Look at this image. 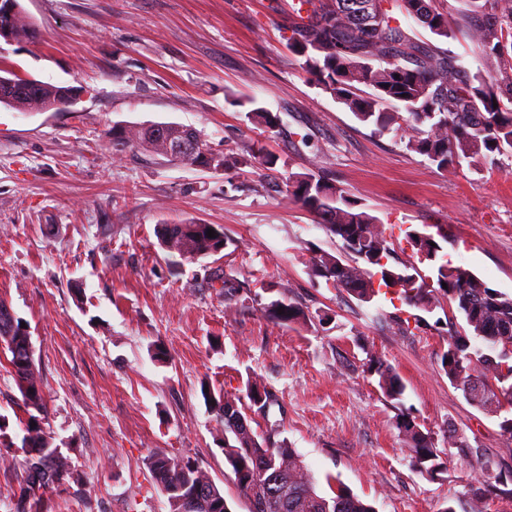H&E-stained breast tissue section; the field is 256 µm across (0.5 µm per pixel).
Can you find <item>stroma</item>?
Wrapping results in <instances>:
<instances>
[{
  "label": "stroma",
  "mask_w": 512,
  "mask_h": 512,
  "mask_svg": "<svg viewBox=\"0 0 512 512\" xmlns=\"http://www.w3.org/2000/svg\"><path fill=\"white\" fill-rule=\"evenodd\" d=\"M20 3L37 34L0 39V69L79 91L63 112L0 106V297L28 324L45 429L72 469L47 512H170L148 468L156 452L194 460L230 512H248L201 386L240 395L250 378L276 397L266 422L277 440L317 481L337 477L376 512H470L478 458L512 472L498 417L441 368L447 310L419 326L387 295L363 303L314 280L310 248L338 256L341 242L286 187L288 174L327 165L401 260L414 258L408 229L442 225L452 264L512 294V157L444 172L394 134H373L289 50L293 0ZM250 101L279 114V128L252 123ZM147 123L196 129L226 165L113 153V129ZM181 220L223 225L228 247L192 261L169 254L156 227ZM217 273L238 284L232 299L212 287ZM282 295L314 322L268 320ZM372 357L401 377V401L365 372ZM19 398L0 367L14 440L0 446V512H15L24 469ZM403 408L434 434L437 474L411 467L394 424ZM452 430L466 447H449Z\"/></svg>",
  "instance_id": "1"
}]
</instances>
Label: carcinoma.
Wrapping results in <instances>:
<instances>
[{
	"label": "carcinoma",
	"instance_id": "1",
	"mask_svg": "<svg viewBox=\"0 0 512 512\" xmlns=\"http://www.w3.org/2000/svg\"><path fill=\"white\" fill-rule=\"evenodd\" d=\"M0 9V39L22 40L35 35L34 24L21 21L22 6ZM467 38L478 50L479 67L472 73L449 49L414 37L393 15L392 9L427 28L440 40L456 37L447 0H298L293 10L288 44L302 58V69L315 77L321 89L345 105L378 135L392 133L406 147L444 171L460 160L473 158L489 168L499 167V156L512 151V0H460ZM14 90L0 104L19 111L43 105L62 106L72 87L11 77ZM248 117L268 129L279 126V116L260 107ZM186 137L196 150L185 163L220 167L224 158L192 128L158 124L121 129L112 133V151L140 146L163 157L169 143ZM288 193L340 239L341 258L316 251L309 259L311 275L334 288H342L361 302H370L381 290L409 307L426 313L448 303L451 318L461 316L466 329L449 325L447 349L440 363L448 381L482 410L501 413L512 408V294L490 287L470 269L444 260L436 237L412 229L405 239L419 262L430 265L431 275L412 264L388 263L393 249L376 218L321 168L292 173ZM215 231V237L207 235ZM160 245L181 258L195 260L223 250L224 227L218 224H161ZM447 288H442V284ZM268 319L278 324H306L311 315L284 296L266 306ZM22 319L0 299V348L8 351V372L21 394L19 419L25 452L16 512H43L47 494L65 483L70 465L60 450L51 447L44 428L46 400L33 359L30 337ZM479 341L494 352L483 361ZM367 372L390 399L401 401L405 387L391 367L370 360ZM203 399L224 429V459L234 483L248 503V512H375L374 507L339 486L326 495L304 461L271 432L257 430V418L266 417L273 394L250 380L244 396H228L209 388ZM396 428L410 451V464L419 472L442 467L431 433L420 429L409 412H400ZM153 481L167 496L170 512H231L224 493L209 474L188 459L163 452L151 455ZM473 512H482L488 492L487 467L473 470L468 483Z\"/></svg>",
	"mask_w": 512,
	"mask_h": 512
}]
</instances>
